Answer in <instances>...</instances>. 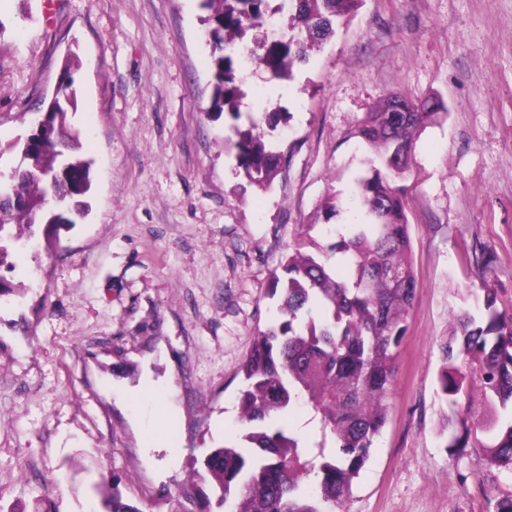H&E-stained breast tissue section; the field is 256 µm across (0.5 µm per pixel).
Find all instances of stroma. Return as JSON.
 <instances>
[{"mask_svg": "<svg viewBox=\"0 0 512 512\" xmlns=\"http://www.w3.org/2000/svg\"><path fill=\"white\" fill-rule=\"evenodd\" d=\"M201 0H0V171L20 162L62 74L90 160L87 216L37 235L0 302V506L90 512L120 488L184 512L193 458L237 444L241 368L271 325L288 246L348 190L369 153L355 129L390 93L436 100L403 184L418 280L390 413L347 512H493L512 474L440 436V347L475 289L512 311V0H362L281 83L250 78L243 110L285 112L283 169L248 185L212 111ZM492 248L493 266L472 248ZM23 325L10 329L9 321ZM137 396H130V389Z\"/></svg>", "mask_w": 512, "mask_h": 512, "instance_id": "35a3bbf8", "label": "stroma"}]
</instances>
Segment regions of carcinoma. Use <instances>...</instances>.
I'll return each instance as SVG.
<instances>
[{
	"instance_id": "obj_1",
	"label": "carcinoma",
	"mask_w": 512,
	"mask_h": 512,
	"mask_svg": "<svg viewBox=\"0 0 512 512\" xmlns=\"http://www.w3.org/2000/svg\"><path fill=\"white\" fill-rule=\"evenodd\" d=\"M271 0H201L210 34L212 106L231 108L232 123L224 147L248 182L269 190L282 171L283 153L266 143V129L288 116L260 117L239 108L246 75L239 52L246 51L247 31L283 6ZM361 0H288L287 14L297 35L266 37L253 51L254 66L267 80H287L295 63L306 61L312 43L326 39L357 10ZM74 61L64 62L56 106L44 113V126L23 141V171L0 181V264L5 243L23 242L74 223L65 208L84 214L78 198L91 188L88 161L78 156V136L69 114L77 111ZM390 94L359 122L357 135L373 151L365 171L352 179L363 203L361 216L329 250L342 257L347 274L329 259L303 251L298 239L273 278L271 296H279L277 322L255 337L239 391L243 444L213 448L195 460L184 512H344L353 480L371 458L374 442L388 417V396L395 380L398 349L406 335L417 278L411 259L404 188L415 134L437 115L438 102L414 112L393 111ZM455 335L442 346L438 394L466 409L453 421L445 447L483 449L488 460L512 472V312L499 308L495 289L475 292V310L454 315ZM476 374L484 403L494 414L484 419L472 411L467 378ZM320 416L330 444L313 458L307 447L285 433L284 419L299 403ZM315 474L316 481L304 483ZM102 512H142L123 499L112 483Z\"/></svg>"
}]
</instances>
